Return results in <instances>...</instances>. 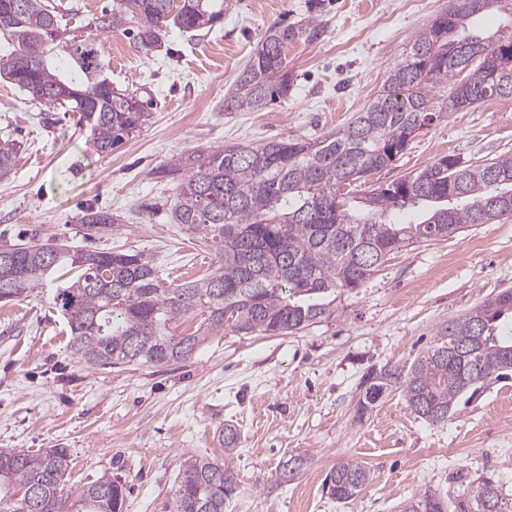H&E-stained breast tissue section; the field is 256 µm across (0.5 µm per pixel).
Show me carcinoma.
Segmentation results:
<instances>
[{"label":"carcinoma","mask_w":512,"mask_h":512,"mask_svg":"<svg viewBox=\"0 0 512 512\" xmlns=\"http://www.w3.org/2000/svg\"><path fill=\"white\" fill-rule=\"evenodd\" d=\"M502 0H451L450 7L418 30L389 67L376 97L341 128L318 139L280 138L234 144L174 159L161 174L179 182L171 223L213 246L219 267L177 285H164L142 254L74 251L27 242L0 248V302L51 289L52 307L64 316L70 348L93 368L160 366L190 357L224 328L288 335L336 316L329 296L371 279L396 249L453 237L471 224L512 217V154L480 164L443 155L414 175L374 183L355 203L341 189L366 182L388 167L426 123L443 112L512 99V67L504 70L478 55L492 43L479 20ZM233 0H117L97 28L135 24L149 50L163 25L212 30ZM63 12L53 0H0V35L6 61L0 73L31 99L80 113L95 151L121 146L150 121L136 92H118L103 76L102 45L95 38H64ZM313 18L301 26L266 31L224 98V111H258L288 98L293 75L283 49L319 34ZM447 89V95L437 90ZM20 143L0 144V177L11 173ZM102 209L81 217L87 229L112 228ZM512 293L501 291L471 312L448 320L433 347L408 369L385 366L365 372L356 417L364 419L388 392L429 423H446L460 397L489 379L512 372ZM193 314L201 327L177 334L173 326ZM224 460L196 458L179 473L173 512H224L237 490V429L219 432ZM65 448L31 452L0 449V512H122V479L102 477L74 490ZM372 480L363 463L336 466L328 489L338 501L357 496ZM460 508L512 512L497 482L466 483ZM424 492L400 512H447Z\"/></svg>","instance_id":"carcinoma-1"}]
</instances>
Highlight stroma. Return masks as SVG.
Segmentation results:
<instances>
[{
  "instance_id": "obj_1",
  "label": "stroma",
  "mask_w": 512,
  "mask_h": 512,
  "mask_svg": "<svg viewBox=\"0 0 512 512\" xmlns=\"http://www.w3.org/2000/svg\"><path fill=\"white\" fill-rule=\"evenodd\" d=\"M67 28L103 46L104 74L139 91L147 127L111 154H97L79 115L30 101L0 78V142L21 150L0 178V245L62 244L73 250L138 251L169 283L211 272L212 246L190 244L170 222L177 183L161 177L172 157L272 138H317L345 125L380 89L412 35L448 0H234L210 32L168 27L151 51L124 29L98 31L113 0H60ZM318 18L317 38L289 45L288 98L257 112H228L224 97L267 28ZM467 161L512 154V100L443 115L389 167V183L442 155ZM118 222L88 235L83 210ZM512 289V219L476 224L457 237L393 252L361 288L336 296L335 319L282 336L225 330L184 361L154 367L90 368L71 353L64 319L49 295L0 303V449H67L70 484L102 476L126 485L122 512H172L185 461L220 459L222 425L240 434V487L224 512H398L432 491L457 512L456 471L493 477L512 499V377L466 393L447 423L416 416L399 392L357 419L361 376L410 365L448 320ZM293 455L307 464L278 479ZM355 459L371 483L339 502L327 475Z\"/></svg>"
}]
</instances>
